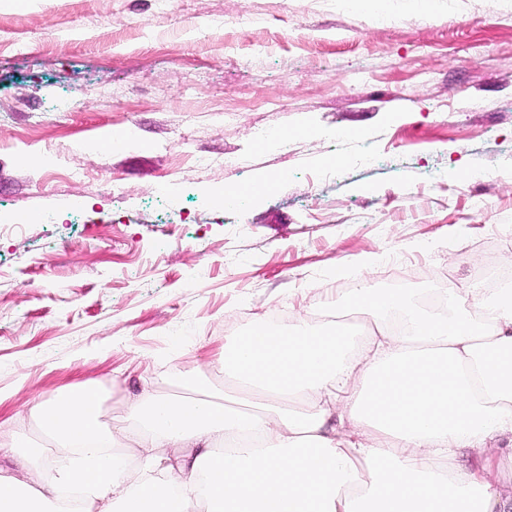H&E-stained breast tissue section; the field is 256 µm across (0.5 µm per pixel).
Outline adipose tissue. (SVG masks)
<instances>
[{"mask_svg":"<svg viewBox=\"0 0 512 512\" xmlns=\"http://www.w3.org/2000/svg\"><path fill=\"white\" fill-rule=\"evenodd\" d=\"M343 306L358 344L301 314L226 344L235 398L197 378L108 429L97 385L40 399L44 443L0 441V512H512V286L426 307L365 283Z\"/></svg>","mask_w":512,"mask_h":512,"instance_id":"ef3b65f1","label":"adipose tissue"}]
</instances>
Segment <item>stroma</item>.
Instances as JSON below:
<instances>
[{
	"label": "stroma",
	"instance_id": "stroma-1",
	"mask_svg": "<svg viewBox=\"0 0 512 512\" xmlns=\"http://www.w3.org/2000/svg\"><path fill=\"white\" fill-rule=\"evenodd\" d=\"M386 8L394 27L341 0H0V210L26 222L0 233V437L40 442L31 401L79 381L106 424L144 388H225V342L292 307L355 322L363 276L425 301L512 271V0ZM259 176L266 196L217 204Z\"/></svg>",
	"mask_w": 512,
	"mask_h": 512
}]
</instances>
